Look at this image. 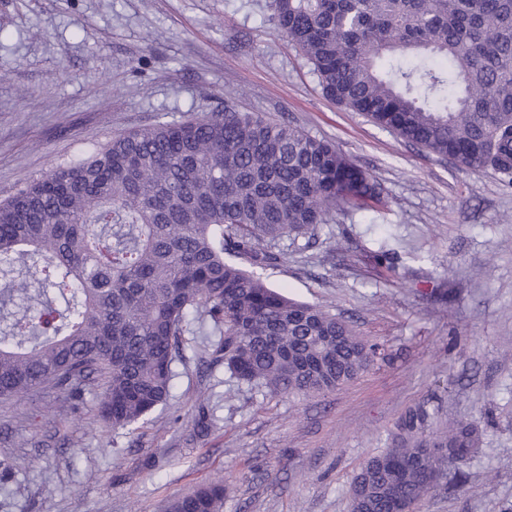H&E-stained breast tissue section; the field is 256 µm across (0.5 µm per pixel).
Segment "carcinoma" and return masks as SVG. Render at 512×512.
<instances>
[{"instance_id":"obj_1","label":"carcinoma","mask_w":512,"mask_h":512,"mask_svg":"<svg viewBox=\"0 0 512 512\" xmlns=\"http://www.w3.org/2000/svg\"><path fill=\"white\" fill-rule=\"evenodd\" d=\"M278 32L323 94L430 155L512 181V0H270ZM380 188L325 139L224 111L115 134L0 201V400L101 388L126 429L166 406L181 336L209 317L238 382L264 393L336 388L385 358L329 310L271 288L264 244L312 240L338 211L377 209ZM409 413L353 499L400 512L462 461L477 428L425 447ZM220 477L170 512H224Z\"/></svg>"}]
</instances>
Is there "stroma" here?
<instances>
[{"label": "stroma", "mask_w": 512, "mask_h": 512, "mask_svg": "<svg viewBox=\"0 0 512 512\" xmlns=\"http://www.w3.org/2000/svg\"><path fill=\"white\" fill-rule=\"evenodd\" d=\"M330 140L380 187L262 270L391 359L314 395L265 396L182 339L170 403L120 430L95 387L0 402V512H167L220 476L224 512H350L355 475L411 409L490 417L414 512L512 505V183L433 157L324 98L268 0H0V201L113 134L225 104ZM392 250L395 273L372 255Z\"/></svg>", "instance_id": "stroma-1"}]
</instances>
